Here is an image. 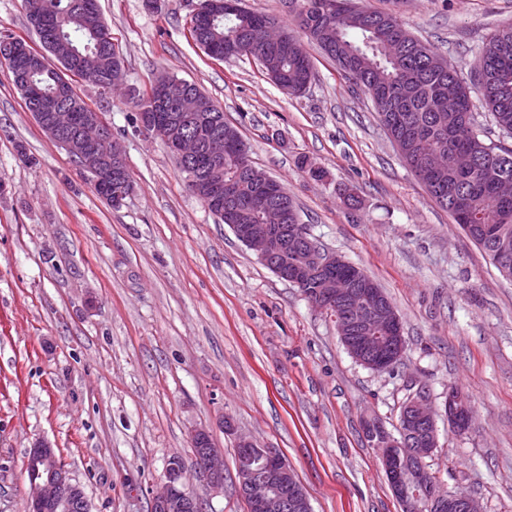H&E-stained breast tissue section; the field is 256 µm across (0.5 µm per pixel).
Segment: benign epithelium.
Segmentation results:
<instances>
[{"mask_svg": "<svg viewBox=\"0 0 512 512\" xmlns=\"http://www.w3.org/2000/svg\"><path fill=\"white\" fill-rule=\"evenodd\" d=\"M288 35L270 22L260 39L266 51L282 47ZM14 70L25 74L32 66L50 58H71L69 42L52 40L50 54L41 56L22 41L6 39ZM163 111L137 113L141 130L161 135L164 144L183 160L187 170L207 173L214 212L222 214L237 196V186L224 182V159L242 164L245 180L252 186L248 203L260 209L256 224L230 225L236 238L252 250L259 261L280 279L301 288L316 307L334 313L337 332L345 350L359 364L375 371H392L404 348L400 317L388 297L375 283L335 253L321 249L304 224L288 223V204L282 199L280 182L252 165L247 148L233 142L215 115L198 111L193 95H173L169 83L157 82ZM36 108L48 112L41 129L82 168L98 173L104 169L106 153H112V206L120 207L132 192L122 178L127 156L122 143L105 135L97 143L73 133L79 122L93 125L101 114H80L49 101ZM448 424L456 431L471 427L472 412L464 398L448 391L445 402ZM365 431L380 462L401 512H483L472 495L448 494L440 490L425 459L439 447L437 412L428 391L420 387L401 409L396 431L377 419L365 421ZM197 473L212 493L224 491V450L214 447L209 429L190 432ZM236 487L249 512H312L309 496L288 464L273 448H263L247 437L237 442ZM26 466L30 486L28 512H74L89 510L83 489L64 469L62 460L47 442L37 441L29 449ZM202 499L190 488L179 460L168 465L160 487L152 493V512H202Z\"/></svg>", "mask_w": 512, "mask_h": 512, "instance_id": "1", "label": "benign epithelium"}]
</instances>
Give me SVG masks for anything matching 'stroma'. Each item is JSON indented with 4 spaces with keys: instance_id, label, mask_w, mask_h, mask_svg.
<instances>
[{
    "instance_id": "obj_1",
    "label": "stroma",
    "mask_w": 512,
    "mask_h": 512,
    "mask_svg": "<svg viewBox=\"0 0 512 512\" xmlns=\"http://www.w3.org/2000/svg\"><path fill=\"white\" fill-rule=\"evenodd\" d=\"M198 0H98L125 84L169 73L223 110L252 163L283 183L324 249L386 292L405 354L391 372L357 363L333 316L273 274L187 189L166 146L135 128L122 92H78L105 114L134 190L112 207L38 126L0 72V512H25L26 453L52 445L90 512H150L179 459L206 512H246L238 436L277 449L313 512H400L363 421L394 427L409 387L441 414L427 458L442 491L512 512V279L412 175L372 103L314 45L315 78L291 96L253 58L218 62L187 36ZM469 73L481 40L512 24V0H359ZM24 145L32 163L17 155ZM329 176L313 180L301 159ZM358 202L343 203L340 191ZM473 409L459 434L449 388ZM233 432H225L222 419ZM224 451V491L196 477L193 428Z\"/></svg>"
}]
</instances>
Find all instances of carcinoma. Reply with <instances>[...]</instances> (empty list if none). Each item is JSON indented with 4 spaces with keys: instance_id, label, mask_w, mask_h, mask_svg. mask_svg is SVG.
<instances>
[{
    "instance_id": "obj_1",
    "label": "carcinoma",
    "mask_w": 512,
    "mask_h": 512,
    "mask_svg": "<svg viewBox=\"0 0 512 512\" xmlns=\"http://www.w3.org/2000/svg\"><path fill=\"white\" fill-rule=\"evenodd\" d=\"M241 10L208 18L192 35L200 46L206 44L208 56L224 55V44L233 42L248 50L265 22L272 16L255 12L234 0ZM291 19L280 26L293 42L288 53L270 54L261 64L267 73L281 77L280 88L294 95L314 76L313 62L304 40L318 45L341 76L371 98L377 115L397 114L398 121L386 127L389 138L401 145V157L433 194L443 208L451 197H464L466 208L451 214L459 226L473 224L491 228L496 237L478 238L476 243L498 268L512 271V198H502L488 173L512 176V25L498 30L477 47L484 63L485 80L476 81L457 72L448 59L412 35L393 12L371 10L355 0H288ZM44 24L29 21L45 39L60 33L75 51L72 65L50 63L29 75L32 87L43 98L70 104L75 111L90 109L75 91L67 74L91 58L99 62L101 92L111 93L124 84V69L115 45L99 43V28L104 26L97 0H41ZM323 25L336 28V43L331 48L318 42ZM480 94L488 108L491 126L504 140L494 141L480 128L473 112L471 93ZM137 112L158 109L156 97L148 89L129 99ZM432 152L448 155V175L434 185L423 170L425 157Z\"/></svg>"
}]
</instances>
